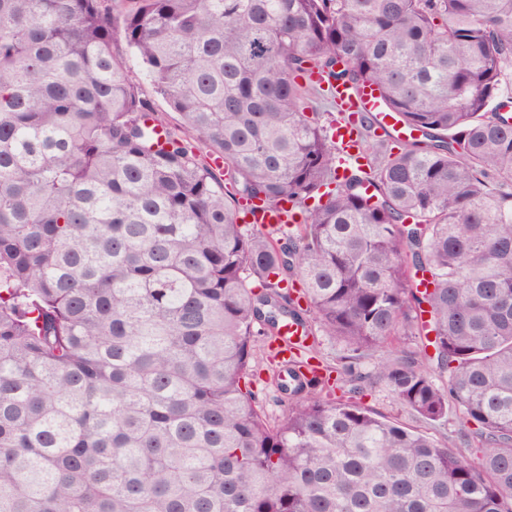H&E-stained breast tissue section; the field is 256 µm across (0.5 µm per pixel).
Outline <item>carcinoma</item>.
<instances>
[{
  "instance_id": "obj_1",
  "label": "carcinoma",
  "mask_w": 512,
  "mask_h": 512,
  "mask_svg": "<svg viewBox=\"0 0 512 512\" xmlns=\"http://www.w3.org/2000/svg\"><path fill=\"white\" fill-rule=\"evenodd\" d=\"M511 64L512 0H0V512H512ZM336 84L420 136L363 112L339 172ZM292 319L344 355L268 367L272 425ZM129 78L138 85L142 95L152 102L157 112L164 117L165 121L171 127H178L180 125L178 113L174 112L167 101L155 92L150 78L139 65L132 66L129 72ZM258 397L259 406L270 423H277L288 408V400L281 399L275 388L270 384L268 370L261 371L260 380L253 385ZM362 402L378 412L397 419L407 426L417 428L429 427L404 409L391 391L385 386H378L372 391H369L368 394L363 397Z\"/></svg>"
}]
</instances>
